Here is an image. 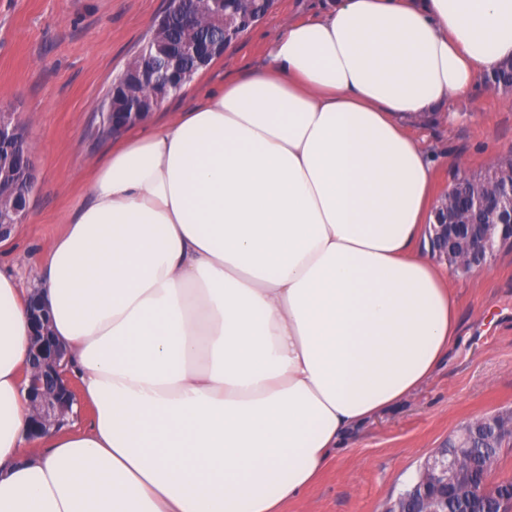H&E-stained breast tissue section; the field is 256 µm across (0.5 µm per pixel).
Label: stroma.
<instances>
[{
  "instance_id": "35a3bbf8",
  "label": "stroma",
  "mask_w": 512,
  "mask_h": 512,
  "mask_svg": "<svg viewBox=\"0 0 512 512\" xmlns=\"http://www.w3.org/2000/svg\"><path fill=\"white\" fill-rule=\"evenodd\" d=\"M325 0H275L272 10L155 112L193 107L225 75L256 65L268 39ZM169 0H0V102L25 128L35 183L30 216L0 245V268L29 286L66 214L86 199L93 162L115 144L97 133L98 106L145 45ZM409 133L444 158L435 183L512 157V92L478 78L452 112L411 124ZM461 333L450 358L420 390L359 428L333 464L283 512H385L420 464L466 420L512 409V250L486 268L449 274Z\"/></svg>"
}]
</instances>
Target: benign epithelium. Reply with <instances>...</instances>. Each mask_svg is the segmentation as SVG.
<instances>
[{
  "label": "benign epithelium",
  "instance_id": "7a95c632",
  "mask_svg": "<svg viewBox=\"0 0 512 512\" xmlns=\"http://www.w3.org/2000/svg\"><path fill=\"white\" fill-rule=\"evenodd\" d=\"M239 36V31L223 30V37L215 42L200 40L188 46L153 42L148 45L141 64L127 71L123 82L112 86V96L119 98L121 111L114 113L124 128H130L147 118L148 103L126 92V85L135 82L156 87L162 93L170 90L174 83L183 81L187 71L183 63L190 55L200 65H205L210 56L224 54V44ZM23 139L21 125L15 113L0 109V163L12 165L33 183V167L30 157L11 153ZM454 188H449L442 197L434 214L435 223L430 227L432 243L438 253L445 256L448 251L459 252L465 257L461 270H481L493 259L497 247L512 241V170L494 168L479 180L470 182L467 190L469 212L464 215L454 208L449 198ZM29 193L13 196L11 192H0V241L11 236L13 230L26 223L29 215ZM27 311L31 323L28 342V432L39 435L52 427H61L70 422L76 394L68 377V350L51 335L44 304L37 293H32ZM512 435V423L504 426L499 415L480 418V434L498 437L503 433ZM421 479L408 494L392 501L386 512H409L407 502L416 504L414 512H448V497L455 496L457 488L473 481V488L482 489L490 484V475L476 473L462 467L454 456L446 451H435L420 469Z\"/></svg>",
  "mask_w": 512,
  "mask_h": 512
}]
</instances>
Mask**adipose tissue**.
Returning <instances> with one entry per match:
<instances>
[{
	"label": "adipose tissue",
	"mask_w": 512,
	"mask_h": 512,
	"mask_svg": "<svg viewBox=\"0 0 512 512\" xmlns=\"http://www.w3.org/2000/svg\"><path fill=\"white\" fill-rule=\"evenodd\" d=\"M512 60V0H330L95 164L35 285L92 411L26 438L0 269V512H282L458 340L408 132Z\"/></svg>",
	"instance_id": "obj_1"
}]
</instances>
